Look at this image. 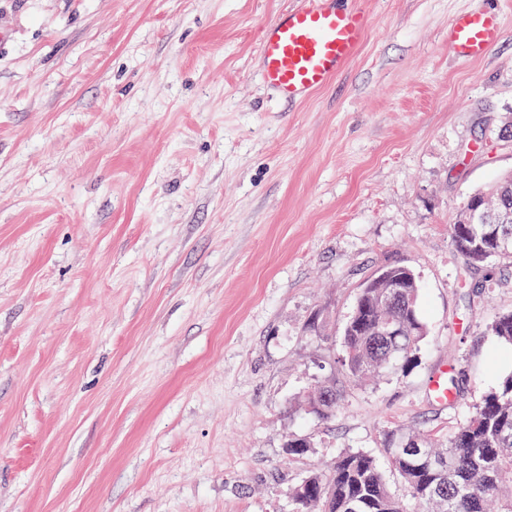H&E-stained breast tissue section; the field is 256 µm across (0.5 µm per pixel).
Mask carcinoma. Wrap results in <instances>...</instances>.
<instances>
[{
    "label": "carcinoma",
    "mask_w": 512,
    "mask_h": 512,
    "mask_svg": "<svg viewBox=\"0 0 512 512\" xmlns=\"http://www.w3.org/2000/svg\"><path fill=\"white\" fill-rule=\"evenodd\" d=\"M451 245L468 266L492 258H512V175L505 174L469 197L455 222L448 225ZM382 288H362L355 310L375 305L373 318L392 321L403 335L367 336L354 320L343 330V367L353 382L370 380L410 365L425 339L419 314L420 285L400 289L394 304ZM490 332L505 352L507 372L472 407L446 437L426 435L427 457L402 446L417 434L399 426L383 430V453L404 486L406 498L394 494L386 471L375 456L362 451L340 453L326 470L309 472L291 487L289 512H512V311L497 314ZM312 388L300 406L328 420L340 406L334 391L328 403Z\"/></svg>",
    "instance_id": "1"
}]
</instances>
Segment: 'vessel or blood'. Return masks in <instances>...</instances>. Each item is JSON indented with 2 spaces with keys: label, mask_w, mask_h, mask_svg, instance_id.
Instances as JSON below:
<instances>
[{
  "label": "vessel or blood",
  "mask_w": 512,
  "mask_h": 512,
  "mask_svg": "<svg viewBox=\"0 0 512 512\" xmlns=\"http://www.w3.org/2000/svg\"><path fill=\"white\" fill-rule=\"evenodd\" d=\"M367 33V18L345 0H307L265 27L260 38L263 82L281 99L298 101L325 87L350 61ZM501 36L497 11L458 14L448 27V48L481 59Z\"/></svg>",
  "instance_id": "b4317fda"
}]
</instances>
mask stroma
<instances>
[{"label": "stroma", "instance_id": "35a3bbf8", "mask_svg": "<svg viewBox=\"0 0 512 512\" xmlns=\"http://www.w3.org/2000/svg\"><path fill=\"white\" fill-rule=\"evenodd\" d=\"M360 2L356 58L286 104L259 36L305 0H0V512H283L310 468L446 434L495 384L512 261L468 269L448 226L512 172V0ZM488 7L501 40L456 60L450 20ZM388 263L427 336L351 383L343 326ZM321 382L327 422L297 405Z\"/></svg>", "mask_w": 512, "mask_h": 512}]
</instances>
